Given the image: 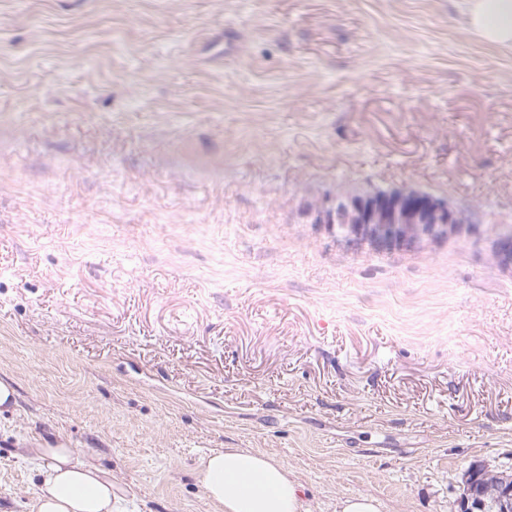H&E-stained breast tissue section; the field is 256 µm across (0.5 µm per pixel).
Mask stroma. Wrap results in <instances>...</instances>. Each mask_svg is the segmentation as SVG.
<instances>
[{
    "label": "stroma",
    "mask_w": 512,
    "mask_h": 512,
    "mask_svg": "<svg viewBox=\"0 0 512 512\" xmlns=\"http://www.w3.org/2000/svg\"><path fill=\"white\" fill-rule=\"evenodd\" d=\"M465 0H0V512L66 442L121 512H214L204 454L312 512H459L512 475V274L310 224L411 187L512 227V49ZM196 477L215 512H312L284 463L241 448L201 457ZM474 467V466H473ZM471 468L467 474L468 479L465 480L463 486L464 496L467 490V485H476L477 487L483 488L485 491L490 493L496 492L500 489L503 484L510 483L512 485V476L503 475L493 471L485 470L484 468L478 467ZM473 470L474 473H471ZM466 474V475H467ZM488 495L481 489L472 497L464 496L461 500V512H488L487 506L491 512H511L512 511V487H505L499 490L492 496V500L488 503L485 498ZM379 502L366 495L346 496L338 499L336 512H380Z\"/></svg>",
    "instance_id": "obj_1"
}]
</instances>
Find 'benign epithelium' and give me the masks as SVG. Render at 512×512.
Masks as SVG:
<instances>
[{
	"instance_id": "obj_1",
	"label": "benign epithelium",
	"mask_w": 512,
	"mask_h": 512,
	"mask_svg": "<svg viewBox=\"0 0 512 512\" xmlns=\"http://www.w3.org/2000/svg\"><path fill=\"white\" fill-rule=\"evenodd\" d=\"M311 223L323 226L354 253H420L442 243L471 239L487 244L493 262L512 272V233L485 234L480 220L451 202L422 190L351 188L306 208ZM480 490L461 500V512H512V487L486 501Z\"/></svg>"
}]
</instances>
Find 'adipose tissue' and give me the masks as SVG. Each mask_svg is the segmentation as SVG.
<instances>
[{
    "instance_id": "ef3b65f1",
    "label": "adipose tissue",
    "mask_w": 512,
    "mask_h": 512,
    "mask_svg": "<svg viewBox=\"0 0 512 512\" xmlns=\"http://www.w3.org/2000/svg\"><path fill=\"white\" fill-rule=\"evenodd\" d=\"M466 25L483 42L512 48V0H468ZM30 512H116L111 475L59 443L38 449ZM196 477L215 512H312L303 487L271 456L227 448L201 457Z\"/></svg>"
}]
</instances>
